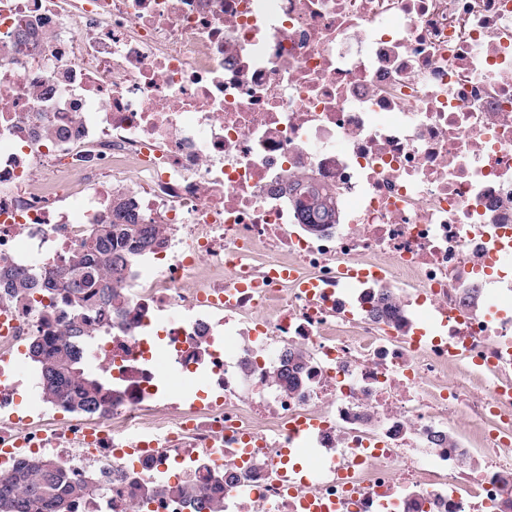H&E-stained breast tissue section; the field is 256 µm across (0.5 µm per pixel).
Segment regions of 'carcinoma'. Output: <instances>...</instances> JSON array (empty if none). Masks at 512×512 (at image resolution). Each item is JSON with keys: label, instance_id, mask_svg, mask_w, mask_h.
<instances>
[{"label": "carcinoma", "instance_id": "1", "mask_svg": "<svg viewBox=\"0 0 512 512\" xmlns=\"http://www.w3.org/2000/svg\"><path fill=\"white\" fill-rule=\"evenodd\" d=\"M281 191L301 205L306 230L320 232L336 223V198L330 191L311 182L288 183ZM111 209L112 216L81 249L68 255L61 287L43 289L51 300L61 296L71 310L65 332L35 336L29 346V357L39 369L41 393L49 403L73 413L98 412L112 394V380L91 368L86 359L94 340L88 317L97 313L106 320L118 310L122 296L115 284L132 270L144 251L165 245L150 225L141 222L131 196L114 195ZM0 286L12 291L33 290L36 277L25 269L1 270ZM303 365L302 356L288 359L281 383L288 388L295 385ZM94 488L92 480L68 483L50 457H31L10 476L0 478V512H74L76 501Z\"/></svg>", "mask_w": 512, "mask_h": 512}]
</instances>
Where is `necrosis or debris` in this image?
<instances>
[{
	"instance_id": "1",
	"label": "necrosis or debris",
	"mask_w": 512,
	"mask_h": 512,
	"mask_svg": "<svg viewBox=\"0 0 512 512\" xmlns=\"http://www.w3.org/2000/svg\"><path fill=\"white\" fill-rule=\"evenodd\" d=\"M1 44L0 268L58 281L118 193L167 244L92 328L102 415L61 419L28 361L67 308L0 289V476L95 477L75 512H194L186 483L512 512V0H0ZM281 191L288 201H297L302 206L301 221L309 232H320L336 224V198L330 191L311 182H289Z\"/></svg>"
}]
</instances>
